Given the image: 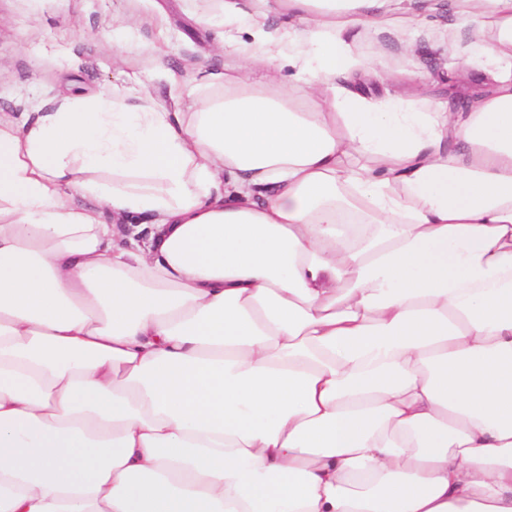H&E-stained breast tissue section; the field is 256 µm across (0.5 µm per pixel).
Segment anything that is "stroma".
I'll list each match as a JSON object with an SVG mask.
<instances>
[{
  "mask_svg": "<svg viewBox=\"0 0 512 512\" xmlns=\"http://www.w3.org/2000/svg\"><path fill=\"white\" fill-rule=\"evenodd\" d=\"M223 7L224 0H0V113L140 84L172 111H187L171 74L198 81L239 64L221 48L223 27L198 21L201 11ZM403 7L420 18L410 32L375 28L356 42L394 74L389 88L370 84L365 93L465 111L485 76L479 66L456 64L469 52V36L450 0H405ZM116 26L127 28V42L101 38Z\"/></svg>",
  "mask_w": 512,
  "mask_h": 512,
  "instance_id": "1",
  "label": "stroma"
}]
</instances>
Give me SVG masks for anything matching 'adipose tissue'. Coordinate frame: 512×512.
Segmentation results:
<instances>
[{"label": "adipose tissue", "instance_id": "obj_1", "mask_svg": "<svg viewBox=\"0 0 512 512\" xmlns=\"http://www.w3.org/2000/svg\"><path fill=\"white\" fill-rule=\"evenodd\" d=\"M276 2L189 111L0 115V512H512V0L463 112L344 85L388 0Z\"/></svg>", "mask_w": 512, "mask_h": 512}]
</instances>
